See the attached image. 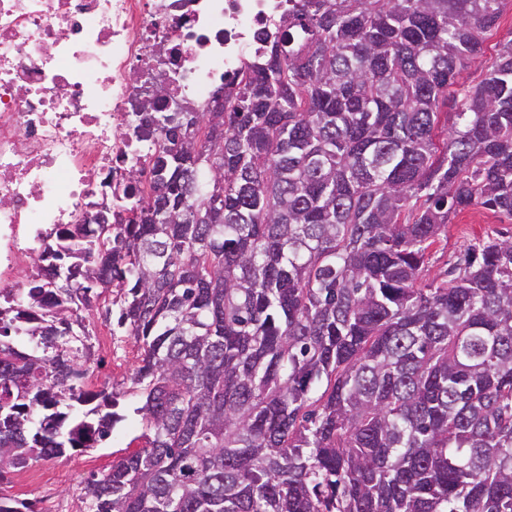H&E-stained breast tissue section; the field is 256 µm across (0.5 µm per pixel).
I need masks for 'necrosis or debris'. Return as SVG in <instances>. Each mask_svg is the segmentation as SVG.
Here are the masks:
<instances>
[{
    "mask_svg": "<svg viewBox=\"0 0 512 512\" xmlns=\"http://www.w3.org/2000/svg\"><path fill=\"white\" fill-rule=\"evenodd\" d=\"M288 0H0V294L41 275L42 238L119 203L163 101L206 112L243 76Z\"/></svg>",
    "mask_w": 512,
    "mask_h": 512,
    "instance_id": "1",
    "label": "necrosis or debris"
}]
</instances>
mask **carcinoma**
I'll return each instance as SVG.
<instances>
[{"instance_id": "1", "label": "carcinoma", "mask_w": 512, "mask_h": 512, "mask_svg": "<svg viewBox=\"0 0 512 512\" xmlns=\"http://www.w3.org/2000/svg\"><path fill=\"white\" fill-rule=\"evenodd\" d=\"M503 5L288 0L224 111L136 126L137 212L62 225L28 313L0 300V479L123 419L86 386L114 292L144 445L87 512H512V240L424 279L451 217H512V40L461 81Z\"/></svg>"}]
</instances>
